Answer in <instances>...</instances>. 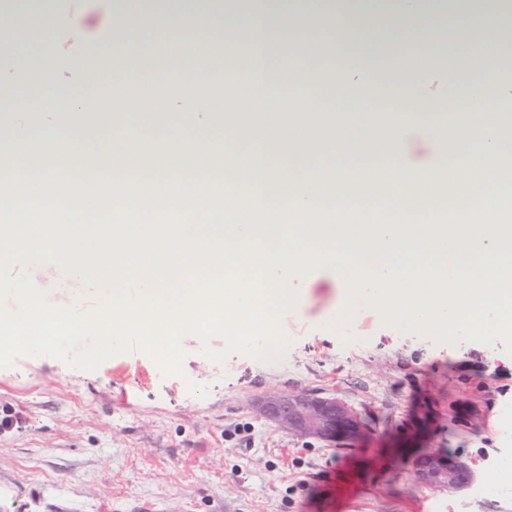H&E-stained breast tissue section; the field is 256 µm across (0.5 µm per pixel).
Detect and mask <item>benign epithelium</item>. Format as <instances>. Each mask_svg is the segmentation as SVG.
<instances>
[{
	"instance_id": "benign-epithelium-1",
	"label": "benign epithelium",
	"mask_w": 512,
	"mask_h": 512,
	"mask_svg": "<svg viewBox=\"0 0 512 512\" xmlns=\"http://www.w3.org/2000/svg\"><path fill=\"white\" fill-rule=\"evenodd\" d=\"M262 409L290 431L336 442L348 443L356 439L363 428L358 416L334 397L274 394L263 401ZM414 467L420 480L444 489H464L475 479L467 463L437 451L419 456Z\"/></svg>"
}]
</instances>
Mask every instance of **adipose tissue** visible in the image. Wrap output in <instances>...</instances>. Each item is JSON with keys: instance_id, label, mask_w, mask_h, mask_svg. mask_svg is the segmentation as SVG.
<instances>
[{"instance_id": "ef3b65f1", "label": "adipose tissue", "mask_w": 512, "mask_h": 512, "mask_svg": "<svg viewBox=\"0 0 512 512\" xmlns=\"http://www.w3.org/2000/svg\"><path fill=\"white\" fill-rule=\"evenodd\" d=\"M444 0H396L392 13L362 15L358 0H327L322 11L300 10L292 0H264L252 13L250 0H164L146 11L115 0L111 13L98 16L82 10L73 15L86 35V53L98 51L99 32L109 29L112 43L122 45L118 63L104 80L100 95H111L115 80L140 75L139 94L113 98L109 113H98L100 96L61 95L54 56L0 54V91L8 92L14 111L4 127L14 151L0 174V196L20 197L22 185H33L37 198L56 197L62 182L81 167L85 181L106 174L110 191L140 182L145 166L155 181L184 184L197 238H222L227 246L262 239L267 250L289 249L290 235L309 246H333L381 270L390 263L405 269L431 263L434 270L477 269L512 263V226L491 224L501 181L512 173V145L500 129L503 110L512 109V62L502 48L512 42V29L495 22L500 0H456L453 20L436 25L433 12ZM481 13L484 23L470 19ZM0 18L15 31L43 34L58 22L55 9L32 10L9 0ZM174 31L170 50L151 54L140 31ZM222 43L245 48L242 67L225 74L220 61L187 56L189 43ZM416 42L461 46L463 59L412 55L404 70L374 72L379 53L400 54ZM344 60L330 93H323L307 66H299L289 87L272 89L268 74L283 52L299 56H332ZM486 62L479 78L468 75L464 59ZM39 72L36 83L21 74ZM385 89L370 110L343 115L328 111L326 99L364 96L371 83ZM247 88L252 109L236 111L239 88ZM418 99L447 101L448 111H413ZM189 112L200 133L186 138L172 133L166 148L155 153L150 142L132 136L93 151L89 138L125 124L141 112ZM220 137H212L213 128ZM347 158L330 172L311 160L326 146ZM284 149L301 174L272 179L270 153ZM497 158L496 170L484 160ZM394 160L399 178L378 186L388 207L378 219L346 210L345 202L368 192L365 173ZM458 165L453 181L442 171ZM232 203L231 223H223V204Z\"/></svg>"}]
</instances>
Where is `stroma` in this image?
<instances>
[{
  "label": "stroma",
  "instance_id": "35a3bbf8",
  "mask_svg": "<svg viewBox=\"0 0 512 512\" xmlns=\"http://www.w3.org/2000/svg\"><path fill=\"white\" fill-rule=\"evenodd\" d=\"M42 4L60 13L56 35L72 47L58 67L72 85L95 87L68 0ZM130 130L159 146L196 126L188 112L139 114L104 138ZM32 278L53 296L80 294V310L96 306L95 287L66 271ZM313 278L304 275L296 310L281 320L289 346L278 363H219L188 335L179 376L140 351L93 371L50 356L0 368V418L13 419L0 429V512H512L492 495L421 482L411 462L420 449L449 452L474 468L475 485L496 484L512 366L485 343L404 335L368 310L342 344L327 328L332 291ZM191 382L205 396L189 394ZM272 393L337 398L365 433L353 445L288 433L256 407Z\"/></svg>",
  "mask_w": 512,
  "mask_h": 512
}]
</instances>
